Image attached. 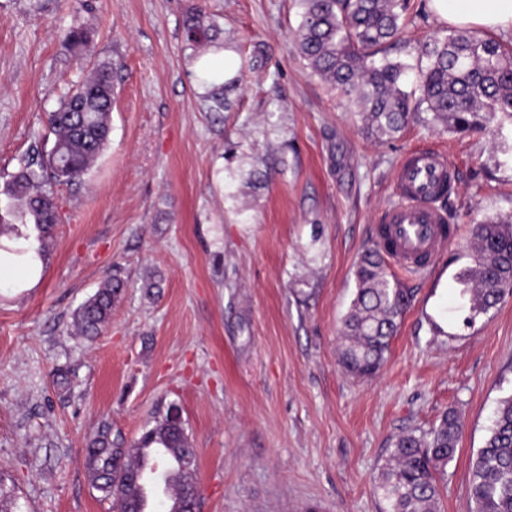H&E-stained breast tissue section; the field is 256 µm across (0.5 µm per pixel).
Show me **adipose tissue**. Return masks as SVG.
Instances as JSON below:
<instances>
[{"label": "adipose tissue", "mask_w": 512, "mask_h": 512, "mask_svg": "<svg viewBox=\"0 0 512 512\" xmlns=\"http://www.w3.org/2000/svg\"><path fill=\"white\" fill-rule=\"evenodd\" d=\"M430 8L453 28L512 33V0H430Z\"/></svg>", "instance_id": "adipose-tissue-1"}]
</instances>
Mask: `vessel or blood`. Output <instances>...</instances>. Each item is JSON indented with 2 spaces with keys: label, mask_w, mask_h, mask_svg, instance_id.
Here are the masks:
<instances>
[{
  "label": "vessel or blood",
  "mask_w": 512,
  "mask_h": 512,
  "mask_svg": "<svg viewBox=\"0 0 512 512\" xmlns=\"http://www.w3.org/2000/svg\"><path fill=\"white\" fill-rule=\"evenodd\" d=\"M455 181V170L435 149L408 152L394 172L395 200L381 216L392 242L389 255L402 269L422 270V257H433L447 242L448 215L441 191Z\"/></svg>",
  "instance_id": "b4317fda"
}]
</instances>
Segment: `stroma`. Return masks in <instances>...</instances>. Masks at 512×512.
Listing matches in <instances>:
<instances>
[{
  "label": "stroma",
  "mask_w": 512,
  "mask_h": 512,
  "mask_svg": "<svg viewBox=\"0 0 512 512\" xmlns=\"http://www.w3.org/2000/svg\"><path fill=\"white\" fill-rule=\"evenodd\" d=\"M410 65L448 34L410 0ZM202 13L214 41L190 49ZM298 0H0V185L46 115L93 63L118 67L109 141L55 187L57 222L34 283L0 278V477L20 512H111L84 448L103 424L129 446L177 405L198 466L199 512H382L377 478L397 438L443 412L462 421L438 512H467L471 460L512 394V295L465 324L456 276L471 228L512 216V118L455 134L416 113L369 137L355 108L300 59ZM87 29L93 55L63 41ZM227 84L223 105L206 80ZM456 168L457 228L424 271L386 272L412 297L383 368L347 375L341 327L357 262L378 242L393 171L416 147ZM125 287L94 339L77 307L107 276ZM441 334H433V326ZM71 369L59 389L55 372Z\"/></svg>",
  "instance_id": "stroma-1"
}]
</instances>
